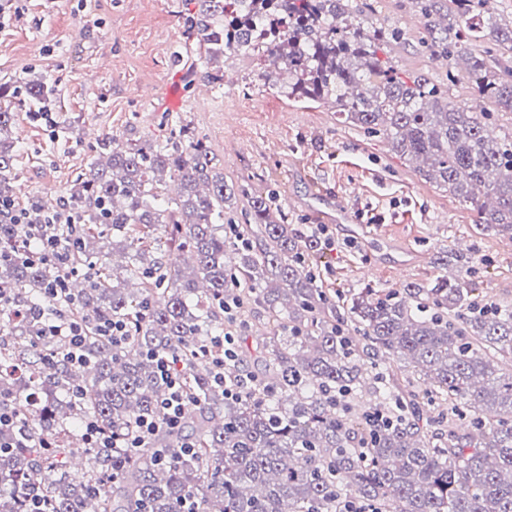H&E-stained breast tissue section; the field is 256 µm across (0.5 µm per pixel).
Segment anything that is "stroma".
<instances>
[{"label":"stroma","mask_w":512,"mask_h":512,"mask_svg":"<svg viewBox=\"0 0 512 512\" xmlns=\"http://www.w3.org/2000/svg\"><path fill=\"white\" fill-rule=\"evenodd\" d=\"M366 26L399 32L378 55L402 77L420 76L451 104L478 112L487 103L471 85L448 80V62L428 47L417 0H349ZM194 0H20L0 22V86L12 97L13 189L21 205L71 198L103 137L141 143L188 126L204 141L227 182L276 195L291 228L308 238L321 223L317 189L357 188L349 218L330 224L338 251L318 258L327 290L389 291L462 276L480 300L512 309V241L479 230L471 203L426 181L390 140L346 121L329 101L287 95L288 72L252 54L207 63L183 19ZM108 56L109 69L98 67ZM44 76L53 89L52 125L34 119L22 83ZM179 80L182 104L166 106ZM210 85L206 103L196 83ZM154 88V103L144 88ZM447 257L440 266L439 257Z\"/></svg>","instance_id":"35a3bbf8"}]
</instances>
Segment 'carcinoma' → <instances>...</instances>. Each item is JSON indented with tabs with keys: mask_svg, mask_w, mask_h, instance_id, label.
Here are the masks:
<instances>
[{
	"mask_svg": "<svg viewBox=\"0 0 512 512\" xmlns=\"http://www.w3.org/2000/svg\"><path fill=\"white\" fill-rule=\"evenodd\" d=\"M242 0H199L184 19L208 60L254 48ZM284 13L263 55L288 67V94L331 100L345 120L424 159L425 177L470 202L476 225L512 241V137L489 130L491 112L448 103L421 77L407 81L377 56L378 31L353 23L344 0H263ZM490 0H423L432 52L455 61L479 95L512 111V26L482 53L475 6ZM453 27L442 25L448 13ZM32 104L49 94L25 81ZM14 113L0 108V198L13 197ZM246 197L256 225L237 241L224 233V202ZM71 197L80 238L70 263L84 288L53 299L59 270L0 263V400L18 424L0 430V512H25V495L54 512H339L348 498L376 512H512V310L482 306L464 280L381 294L364 288L331 300L305 270L317 249L284 220L274 197L249 195L214 170L200 140L173 135L152 144L100 142ZM190 249L191 259L183 256ZM127 258L110 266L109 256ZM234 305L224 315V303ZM347 306V317L338 313ZM271 323L259 346L258 390L228 399L216 383L213 338L246 327L248 307ZM78 319L88 361L64 359L61 340L33 336ZM138 321L120 345L99 334L104 320ZM178 359L192 412L144 448H118L71 469L72 429L96 419L125 433L138 419L163 423L167 383L154 354ZM392 404L365 407L362 389ZM383 414L394 421L369 426ZM191 452L180 450L184 440ZM48 440L53 448L39 443ZM117 476L103 482V474Z\"/></svg>",
	"mask_w": 512,
	"mask_h": 512,
	"instance_id": "carcinoma-1",
	"label": "carcinoma"
}]
</instances>
